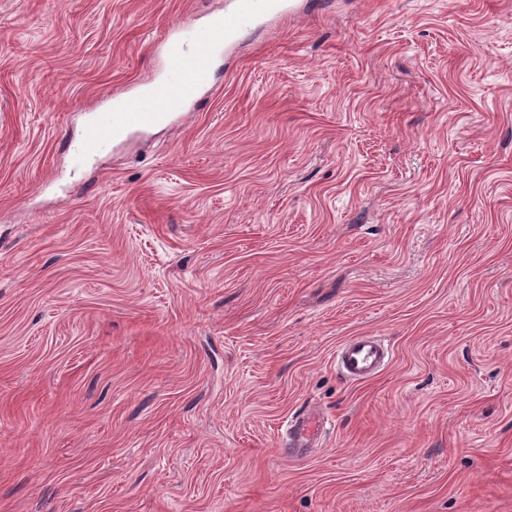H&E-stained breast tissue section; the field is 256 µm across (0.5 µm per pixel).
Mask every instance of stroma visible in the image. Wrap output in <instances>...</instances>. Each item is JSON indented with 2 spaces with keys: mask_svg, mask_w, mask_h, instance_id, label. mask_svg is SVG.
Here are the masks:
<instances>
[{
  "mask_svg": "<svg viewBox=\"0 0 512 512\" xmlns=\"http://www.w3.org/2000/svg\"><path fill=\"white\" fill-rule=\"evenodd\" d=\"M225 2L0 0V512H512V0H293L72 169ZM291 0H229V8L212 23L186 21L168 29L161 46L162 73L126 97L112 100V108L89 113L78 139L71 142L70 162L85 167L115 142L158 124L171 123L205 98L211 81V62L239 44L252 25L294 13ZM391 353L379 336H354L338 346L336 362L347 379L363 382L387 366ZM327 424L328 421L318 413H299L287 421L282 446L297 455L307 453L309 448H318L320 438L326 434Z\"/></svg>",
  "mask_w": 512,
  "mask_h": 512,
  "instance_id": "1",
  "label": "stroma"
}]
</instances>
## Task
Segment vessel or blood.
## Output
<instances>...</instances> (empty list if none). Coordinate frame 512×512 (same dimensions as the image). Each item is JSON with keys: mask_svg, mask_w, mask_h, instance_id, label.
Segmentation results:
<instances>
[{"mask_svg": "<svg viewBox=\"0 0 512 512\" xmlns=\"http://www.w3.org/2000/svg\"><path fill=\"white\" fill-rule=\"evenodd\" d=\"M294 11L291 0H229L228 8L215 22L186 21L169 28L162 43L161 74L142 83L129 96L113 99L111 107L89 113L78 139L71 143V164L85 167L126 136L179 119L189 105L205 98L213 59L239 44L252 24ZM390 357L389 345L377 336L352 337L336 350L340 371L355 382L379 374ZM326 431L327 423L320 414L303 412L288 420L283 445L302 455L317 447Z\"/></svg>", "mask_w": 512, "mask_h": 512, "instance_id": "b4317fda", "label": "vessel or blood"}]
</instances>
